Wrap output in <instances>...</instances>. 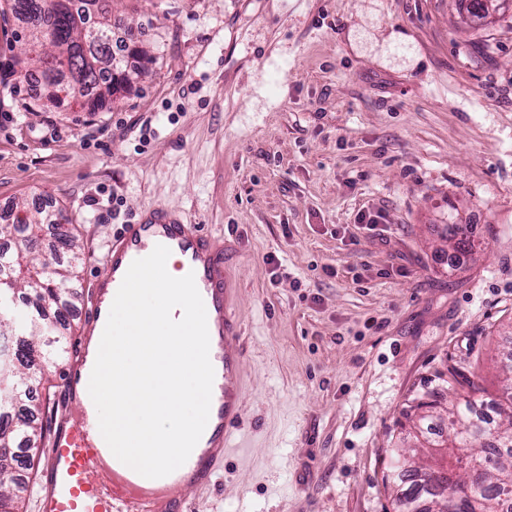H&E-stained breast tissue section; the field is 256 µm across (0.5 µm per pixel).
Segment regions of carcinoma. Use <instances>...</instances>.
I'll use <instances>...</instances> for the list:
<instances>
[{
    "mask_svg": "<svg viewBox=\"0 0 512 512\" xmlns=\"http://www.w3.org/2000/svg\"><path fill=\"white\" fill-rule=\"evenodd\" d=\"M103 0H0V20L22 28L14 39L26 40L25 56L0 61V104L18 94L17 78L32 86L55 81L57 93L44 96V107L100 112L130 87L135 72L112 51L111 41L82 38L81 28H110ZM144 75L139 70L135 72ZM55 232L67 254L64 262L40 252L46 226ZM448 240L457 252H470L467 225L449 224ZM18 236V247H0V336H16L13 353L0 352V373L9 391H0V411L29 403L28 394L44 367L64 353L58 324L62 311L73 305L84 253L73 225L59 210L25 205L15 208L11 222L0 224V237ZM475 361L462 366L453 360L436 371L448 396L427 393L402 413L399 427L420 431L422 441L411 448H394V462L383 477L392 492L394 512H512V373L502 379L501 415L493 427L475 415L484 389ZM25 409L0 425V512H12L13 496L6 462L14 449L32 447L43 437L42 427Z\"/></svg>",
    "mask_w": 512,
    "mask_h": 512,
    "instance_id": "1",
    "label": "carcinoma"
}]
</instances>
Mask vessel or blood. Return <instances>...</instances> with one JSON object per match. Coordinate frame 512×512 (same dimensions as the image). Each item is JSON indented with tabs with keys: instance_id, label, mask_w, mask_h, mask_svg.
<instances>
[{
	"instance_id": "b4317fda",
	"label": "vessel or blood",
	"mask_w": 512,
	"mask_h": 512,
	"mask_svg": "<svg viewBox=\"0 0 512 512\" xmlns=\"http://www.w3.org/2000/svg\"><path fill=\"white\" fill-rule=\"evenodd\" d=\"M159 244L179 257L183 272L195 277L210 318L214 380L209 420L189 458L171 474L150 482L120 461L106 463L108 446L98 428L95 405L88 400V383L97 356L92 340L105 327L126 271ZM87 316L88 325L63 381L64 403L54 416L39 478L37 512H194L192 493L214 486L225 454L242 445L238 435L243 417L241 325L233 313L223 249L178 212L145 213L124 225L113 239ZM72 403L80 406L75 418L68 412Z\"/></svg>"
}]
</instances>
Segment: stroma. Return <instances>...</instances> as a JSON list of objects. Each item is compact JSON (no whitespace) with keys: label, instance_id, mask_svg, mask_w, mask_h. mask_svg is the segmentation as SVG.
<instances>
[{"label":"stroma","instance_id":"1","mask_svg":"<svg viewBox=\"0 0 512 512\" xmlns=\"http://www.w3.org/2000/svg\"><path fill=\"white\" fill-rule=\"evenodd\" d=\"M151 60L101 112L0 115V211L61 208L88 289L122 225L222 237L244 431L199 512H389L396 422L437 369L512 346V13L465 0H105ZM382 212L376 231L357 215ZM469 225L449 263L442 235Z\"/></svg>","mask_w":512,"mask_h":512}]
</instances>
